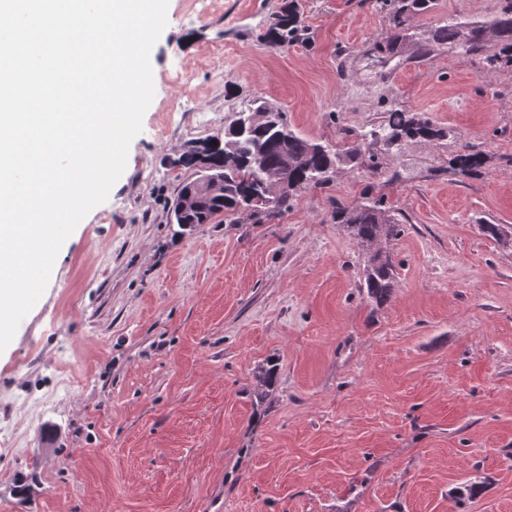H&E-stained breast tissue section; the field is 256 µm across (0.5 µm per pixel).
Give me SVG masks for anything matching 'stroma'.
I'll return each mask as SVG.
<instances>
[{
  "instance_id": "35a3bbf8",
  "label": "stroma",
  "mask_w": 512,
  "mask_h": 512,
  "mask_svg": "<svg viewBox=\"0 0 512 512\" xmlns=\"http://www.w3.org/2000/svg\"><path fill=\"white\" fill-rule=\"evenodd\" d=\"M298 3L309 39L276 53L282 0H169L126 168L0 352V512H512V66L409 47L386 66L381 0ZM503 4L435 0L412 25ZM257 98L340 149L394 108L447 135L341 165L280 219L182 232L170 157ZM367 192L402 224L381 306L334 217Z\"/></svg>"
}]
</instances>
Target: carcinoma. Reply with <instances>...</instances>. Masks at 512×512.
<instances>
[{"label":"carcinoma","mask_w":512,"mask_h":512,"mask_svg":"<svg viewBox=\"0 0 512 512\" xmlns=\"http://www.w3.org/2000/svg\"><path fill=\"white\" fill-rule=\"evenodd\" d=\"M434 0H383L389 8L395 33L386 43L373 44L371 51L382 55L384 62L399 57L402 43H411L422 57L448 48L466 54L482 55L489 71L512 65V0H505L499 14L487 22L460 21L448 18L431 30V36L422 40L410 31V19L429 12ZM268 48L285 50L289 46L308 40L297 8L287 3L274 14L263 35ZM499 50L485 53L489 43ZM445 136L427 117H420L403 109L387 112L385 123L369 131V144L391 152L406 140L434 141ZM361 152L348 148L342 152L330 145L307 139L288 123L285 111L264 101L255 100L247 109L232 113L224 125V144L210 156V169L219 184L204 191H196L188 206L179 210L183 194L192 182L180 183L172 206L168 209L172 224L198 226L214 224L223 215L247 212L256 222H268L288 213L296 194L328 185L343 161L355 162ZM482 153L470 150L455 158V169L468 176L484 165ZM287 184L272 197L271 207L264 212L250 210V200L272 191V182ZM338 221L365 247L388 240L399 232L400 220L387 208L383 197L366 194L352 207L337 210ZM363 287L377 306L384 305L395 287V269L391 258L375 252L365 269ZM254 396L265 401L273 392V368L255 372Z\"/></svg>","instance_id":"1"}]
</instances>
